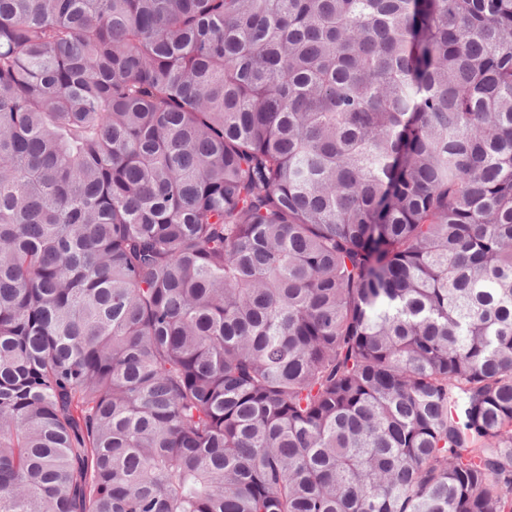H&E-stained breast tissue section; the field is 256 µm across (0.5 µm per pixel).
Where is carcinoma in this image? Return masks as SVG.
<instances>
[{
    "instance_id": "1",
    "label": "carcinoma",
    "mask_w": 512,
    "mask_h": 512,
    "mask_svg": "<svg viewBox=\"0 0 512 512\" xmlns=\"http://www.w3.org/2000/svg\"><path fill=\"white\" fill-rule=\"evenodd\" d=\"M0 512H512V0H0Z\"/></svg>"
}]
</instances>
